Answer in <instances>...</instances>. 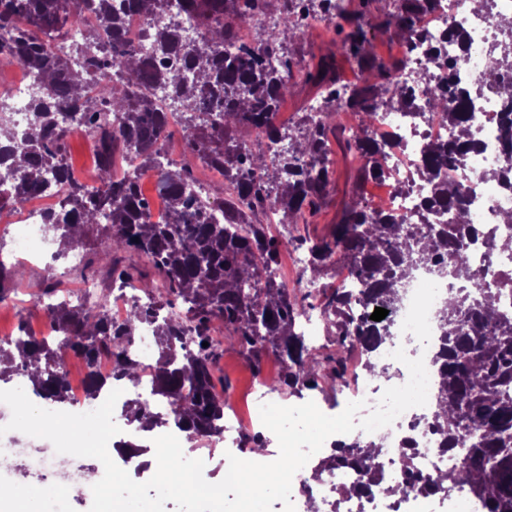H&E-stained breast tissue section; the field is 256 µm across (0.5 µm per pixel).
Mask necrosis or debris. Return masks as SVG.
Instances as JSON below:
<instances>
[{"label": "necrosis or debris", "mask_w": 512, "mask_h": 512, "mask_svg": "<svg viewBox=\"0 0 512 512\" xmlns=\"http://www.w3.org/2000/svg\"><path fill=\"white\" fill-rule=\"evenodd\" d=\"M466 0H443L438 9L417 17L415 26L424 36L423 41L404 43L402 55L405 68L400 75L402 82L413 93L411 110L381 109L380 119L374 129L387 153L386 169L399 177H407L422 158L425 145L449 142L452 129L442 114L430 108L426 84L417 80L419 67H431L433 52L447 56L454 66L453 77L459 85H467L472 73L481 72L488 78V84L475 99L474 125L477 129L479 148L470 154L463 167L452 170L449 180L461 183L470 201L471 220L481 237L503 239L512 237V225L502 223L504 213L512 211V189L487 185L483 174L489 170H502L512 174V156L505 154L497 141L495 116L502 103L512 98V71L497 70L493 67L494 46L499 37L498 20L512 13V0H491L488 8L471 11L465 6ZM456 16L466 33L465 42H458L448 33V18ZM177 25L183 42L192 43L200 38L197 17L174 16L162 11L152 18L138 14L126 15L124 34L140 51L142 56L152 54V42L148 29H162ZM39 91L37 73L28 70L24 79L13 86L0 89V101L8 103L16 117V134H23L27 128L28 107ZM50 209L46 206H30L20 223L11 227V255L13 258L31 263L37 260L51 242L44 233L43 225ZM447 294L446 288L433 282L426 268H419L405 288L401 301L390 317L396 346L402 347L408 357H423L425 364H432L434 355L441 344V331L436 321V309ZM161 345L155 336V326L144 322L137 328L129 354L138 362L140 375L131 386L125 387V395L135 397L146 404L157 417L158 423L147 430L137 442L135 454H117L115 462L126 470L133 480H141L144 474L153 472L155 459V437L172 433L181 444L201 447L210 444L205 434H191L180 430L168 418L165 403L157 400L151 392L154 357ZM356 356L354 365L346 369L345 383L341 391L343 402L365 401L367 408H374L382 395V389L365 369L368 359L390 363L389 353L372 354L370 349L354 346L349 350ZM112 353L102 350L97 358L95 370L106 382L96 398L87 395V384L70 380V400L67 410L84 413L96 409L110 392L107 385L112 378ZM269 380L256 376L252 388L250 409L241 412L236 402H229L218 422L219 435L226 451L232 452L244 444L249 436L266 437V428L260 417V401L269 393ZM431 406L414 407L402 413L395 422L374 432L358 429L348 434H335L324 443V450H333L337 444L354 440L375 438L381 450L371 464L378 474V481L369 484L363 494L355 493V486L366 482L365 474L354 468H342L327 473L326 477L308 483L303 473H296L292 480L291 499L296 512H308L312 501H320L324 512H481L479 504L463 508L459 499L465 490L457 485L454 492L435 495L411 494L401 498L389 496L387 487L398 485L413 477L423 479L441 473L457 470L460 456L467 451L466 444H459L455 450L442 448L441 438L432 432L426 419ZM97 463L91 457L60 458L51 442L33 438L18 431L0 436V471H23L34 483L50 481L55 487L65 490L84 484L88 474L95 470Z\"/></svg>", "instance_id": "1"}]
</instances>
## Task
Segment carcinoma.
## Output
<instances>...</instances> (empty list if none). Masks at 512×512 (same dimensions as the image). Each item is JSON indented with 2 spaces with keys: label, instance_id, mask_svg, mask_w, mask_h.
I'll use <instances>...</instances> for the list:
<instances>
[{
  "label": "carcinoma",
  "instance_id": "cac0c4a2",
  "mask_svg": "<svg viewBox=\"0 0 512 512\" xmlns=\"http://www.w3.org/2000/svg\"><path fill=\"white\" fill-rule=\"evenodd\" d=\"M280 25L261 33L262 51L248 45L234 53L223 50L236 24L255 21L267 0H0V61L17 63L36 71L39 95L30 108L32 117L10 159L16 177L11 190L0 193V211L18 210L38 193L53 189L57 213L48 228L67 249L81 238L82 229L98 227L102 249L85 267L107 268L112 281L125 285L137 280L141 291L154 296L146 305L131 307L125 323L116 325L107 304L76 307L64 300L48 304L55 336L64 346L94 367L100 347L112 349V376L126 378L137 368L127 354L132 336L144 321L155 324L165 349L154 366L157 396L170 406L172 420L194 434H218L216 421L224 413V399L214 383L213 369L224 354V342L212 336V323H224L234 342L254 360L265 352L278 354L284 364L273 390L295 391L303 383L319 386L327 380L337 392L344 383L345 354L355 344L378 347L391 335V325L357 313L360 307L394 309L400 293L396 284L419 265L451 272L470 289V303L452 295L440 311L443 346L434 362L440 379L430 424L442 437L443 447L458 444L463 427L476 437L460 460L468 474V491L483 512H512V318L499 310V291L485 287L484 277L472 270L464 257L477 242L470 224L462 188L442 178L477 146L472 133V97L468 92H447L432 84L424 69L422 79L431 85L429 105L443 113L453 129L467 133L424 151L418 177L431 186L425 209L441 214L452 210V224H418L396 219L384 205L373 206L356 192L357 185L384 169L382 146L370 129L379 118L377 107L404 109L412 105L407 88L398 80L402 60L384 61L368 55L370 43L365 13L370 0H346L344 13L330 30L332 48L313 62L287 50L299 30L296 0H279ZM434 0H394L384 27L405 36L413 17ZM158 11L198 17L203 33L194 44L180 41L174 27L151 33L154 60L140 57L124 38L123 15L150 17ZM98 17L102 41L76 48L83 61L55 56L52 40L77 28L88 14ZM502 41L494 65L512 67V25L500 27ZM281 57L275 69L270 55ZM367 65L369 75L354 86L351 95L339 93L336 55ZM180 58L183 68L172 69L166 59ZM102 67L112 73L100 80ZM170 89L178 104L166 112L152 98L153 84ZM315 91L321 101L322 119L316 124L301 120L288 135V151L268 154L260 138L276 140L273 123L279 103L298 86ZM360 116L357 129L339 127L342 112ZM66 112L75 130L93 139L99 187L77 179L66 162L69 136L58 124ZM181 126L186 141L183 161L162 166L163 148L172 123ZM244 132L245 138L236 137ZM498 141L512 153V99L498 116ZM354 163L351 189L342 200L331 231L319 238L298 237L288 244L311 256L314 276L331 270L336 258L353 265L364 283L357 293L324 288L318 303L302 289L275 281L271 270L280 256L281 243L268 225L253 219L257 209L276 207L283 224H310L336 186L333 149ZM134 157L141 166L116 174L117 162ZM223 170L225 184L215 187L223 195L224 223L213 221V202L189 187L194 179L192 159ZM158 168L159 191L167 198L165 224L150 221L149 199L140 178ZM154 270L157 283L145 280L135 265H123V255ZM18 266L0 262V299L17 288L22 279ZM322 309L327 331L334 336L336 354L313 355L303 336L295 331L298 320L315 308ZM208 346H202V343ZM27 371L33 391L41 398L62 403L68 399L61 346L53 340L35 339L20 327L19 337L0 345V378L18 368ZM132 420L150 428L155 416L137 401ZM373 441H356L350 450L328 457L323 469L364 467L375 458ZM455 472L436 480L414 481L387 489L392 496L453 490Z\"/></svg>",
  "mask_w": 512,
  "mask_h": 512
}]
</instances>
